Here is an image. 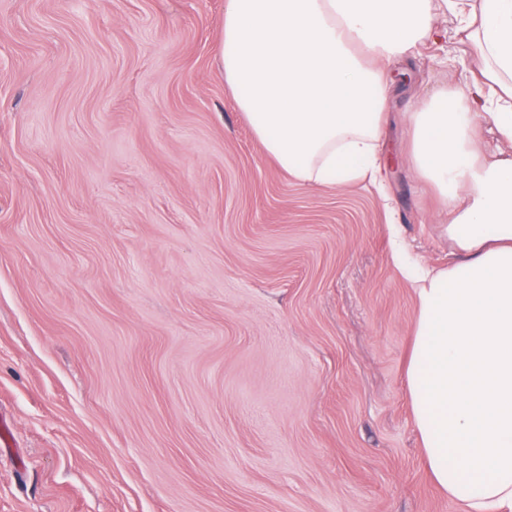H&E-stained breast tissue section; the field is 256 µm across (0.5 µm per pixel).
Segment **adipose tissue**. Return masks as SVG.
I'll use <instances>...</instances> for the list:
<instances>
[{"mask_svg":"<svg viewBox=\"0 0 512 512\" xmlns=\"http://www.w3.org/2000/svg\"><path fill=\"white\" fill-rule=\"evenodd\" d=\"M460 18L477 73L407 116L408 164L437 190L458 259L416 278L406 385L433 481L465 512H512V0H225L220 62L264 150L320 186L375 177L391 60Z\"/></svg>","mask_w":512,"mask_h":512,"instance_id":"obj_1","label":"adipose tissue"}]
</instances>
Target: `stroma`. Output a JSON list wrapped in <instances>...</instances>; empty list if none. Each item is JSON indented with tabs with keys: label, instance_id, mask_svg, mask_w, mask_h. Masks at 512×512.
I'll return each mask as SVG.
<instances>
[{
	"label": "stroma",
	"instance_id": "1",
	"mask_svg": "<svg viewBox=\"0 0 512 512\" xmlns=\"http://www.w3.org/2000/svg\"><path fill=\"white\" fill-rule=\"evenodd\" d=\"M225 0H0V512H463L407 394L402 246L457 255L395 66L383 187L299 181L220 67Z\"/></svg>",
	"mask_w": 512,
	"mask_h": 512
}]
</instances>
